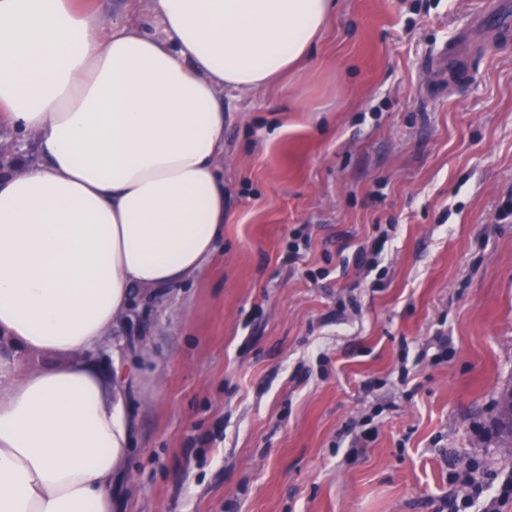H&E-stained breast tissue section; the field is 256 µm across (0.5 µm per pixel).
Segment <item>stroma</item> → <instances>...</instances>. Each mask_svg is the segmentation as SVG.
<instances>
[{"label":"stroma","mask_w":512,"mask_h":512,"mask_svg":"<svg viewBox=\"0 0 512 512\" xmlns=\"http://www.w3.org/2000/svg\"><path fill=\"white\" fill-rule=\"evenodd\" d=\"M84 2L157 30L147 0ZM478 2L339 0L301 83L225 92L223 241L91 354L133 423L117 512H449L455 472H512V38L419 90ZM512 417V388L501 393L498 399V413L493 423V430L500 442V447L512 448V428L503 426V423Z\"/></svg>","instance_id":"1"}]
</instances>
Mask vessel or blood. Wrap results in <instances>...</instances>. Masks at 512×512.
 Segmentation results:
<instances>
[{"label": "vessel or blood", "instance_id": "vessel-or-blood-1", "mask_svg": "<svg viewBox=\"0 0 512 512\" xmlns=\"http://www.w3.org/2000/svg\"><path fill=\"white\" fill-rule=\"evenodd\" d=\"M511 33L512 0H484L472 12L468 25L426 58L424 91L445 87L449 71L458 69L475 52L480 37L502 38Z\"/></svg>", "mask_w": 512, "mask_h": 512}]
</instances>
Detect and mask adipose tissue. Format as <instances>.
I'll list each match as a JSON object with an SVG mask.
<instances>
[{
    "label": "adipose tissue",
    "instance_id": "adipose-tissue-1",
    "mask_svg": "<svg viewBox=\"0 0 512 512\" xmlns=\"http://www.w3.org/2000/svg\"><path fill=\"white\" fill-rule=\"evenodd\" d=\"M334 0H150L158 33L75 0H0V512H112L132 440L91 353L133 292L206 270L224 238V93L276 87ZM52 363L21 371L25 356Z\"/></svg>",
    "mask_w": 512,
    "mask_h": 512
}]
</instances>
